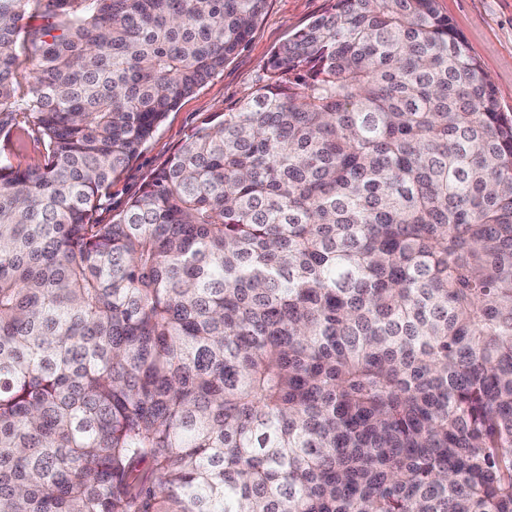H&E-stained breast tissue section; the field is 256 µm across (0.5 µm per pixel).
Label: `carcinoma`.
<instances>
[{
	"mask_svg": "<svg viewBox=\"0 0 512 512\" xmlns=\"http://www.w3.org/2000/svg\"><path fill=\"white\" fill-rule=\"evenodd\" d=\"M265 5L0 0V512H512V116L436 0H335L96 218ZM0 151L10 157L13 164L22 167L35 165L41 161L42 145L37 134L29 132L19 141L18 134L13 132L0 133Z\"/></svg>",
	"mask_w": 512,
	"mask_h": 512,
	"instance_id": "obj_1",
	"label": "carcinoma"
}]
</instances>
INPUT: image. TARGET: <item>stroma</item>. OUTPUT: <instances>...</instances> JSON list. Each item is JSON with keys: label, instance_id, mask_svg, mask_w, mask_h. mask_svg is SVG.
<instances>
[{"label": "stroma", "instance_id": "obj_1", "mask_svg": "<svg viewBox=\"0 0 512 512\" xmlns=\"http://www.w3.org/2000/svg\"><path fill=\"white\" fill-rule=\"evenodd\" d=\"M335 0H267L245 45L223 71L181 99L168 112L138 156L99 201L97 218L109 222L125 208L188 136L218 112L234 111L265 80L270 51L330 10ZM498 90L502 111L512 113V0H436Z\"/></svg>", "mask_w": 512, "mask_h": 512}]
</instances>
